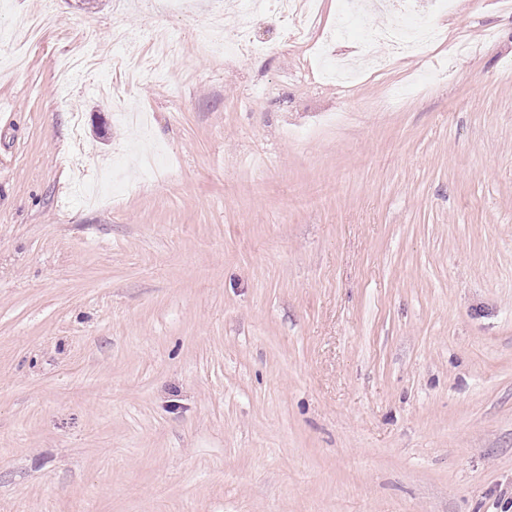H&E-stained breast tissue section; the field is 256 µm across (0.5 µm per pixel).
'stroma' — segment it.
<instances>
[{"label":"stroma","instance_id":"stroma-1","mask_svg":"<svg viewBox=\"0 0 512 512\" xmlns=\"http://www.w3.org/2000/svg\"><path fill=\"white\" fill-rule=\"evenodd\" d=\"M42 2L0 0L27 44H0V512H503L512 11L456 0L424 54L377 44L388 68L337 83L316 46L343 0L306 39L255 15L269 52L229 58L196 38L208 0H52L27 41ZM90 21L100 65L61 95ZM158 23L167 76L98 96L115 27Z\"/></svg>","mask_w":512,"mask_h":512}]
</instances>
